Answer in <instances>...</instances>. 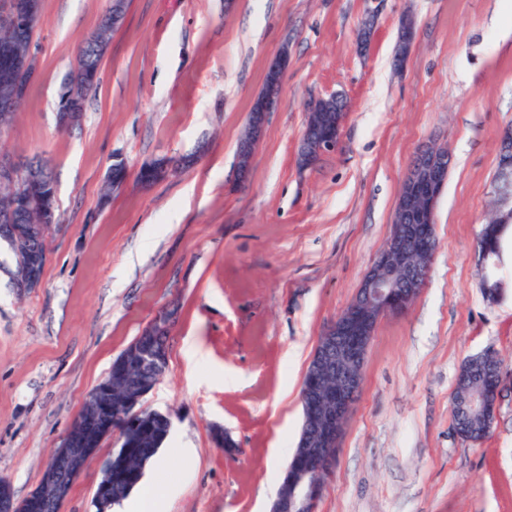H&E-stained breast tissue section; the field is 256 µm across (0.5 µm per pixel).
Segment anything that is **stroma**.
I'll return each mask as SVG.
<instances>
[{"mask_svg":"<svg viewBox=\"0 0 512 512\" xmlns=\"http://www.w3.org/2000/svg\"><path fill=\"white\" fill-rule=\"evenodd\" d=\"M110 6L43 0L37 69L0 135L15 161L51 162L62 212L35 290L13 287L0 249V476L15 500L37 488L115 358L174 306L167 368L143 401L170 434L144 477L165 512H269L318 339L433 143L450 159L438 249L412 307L377 324L316 512H512V234L498 302L483 295L477 249L512 128V0H129L81 123L61 129V82ZM407 15L414 45L399 64ZM283 52L280 99L242 180L238 143ZM333 95L348 104L339 143L300 165L307 104ZM184 156L193 164L140 183L143 165ZM118 161L127 180L106 202ZM482 351L501 359L502 382L494 426L473 444L454 430L452 399L461 362ZM115 446L103 441L62 512H96Z\"/></svg>","mask_w":512,"mask_h":512,"instance_id":"stroma-1","label":"stroma"}]
</instances>
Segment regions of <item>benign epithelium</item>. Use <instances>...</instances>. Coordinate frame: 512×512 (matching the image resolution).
<instances>
[{"instance_id": "benign-epithelium-1", "label": "benign epithelium", "mask_w": 512, "mask_h": 512, "mask_svg": "<svg viewBox=\"0 0 512 512\" xmlns=\"http://www.w3.org/2000/svg\"><path fill=\"white\" fill-rule=\"evenodd\" d=\"M40 3L41 0H0V31L11 33L17 41L33 42L32 23L40 14ZM413 29V19H405L397 47V56L401 60L411 51ZM287 67L288 54L284 52L267 69L266 79L271 86L282 89V75ZM35 70V56L31 51L0 47L1 133L13 124L25 97L22 80L33 77ZM90 79L91 74L78 65L62 84L64 107L57 113L60 126L68 128L80 121L83 112L81 87ZM333 103L332 97L315 98L308 103V112L325 113L323 120L335 131L333 137L313 146L318 155L334 150L340 138L344 113L329 114ZM269 111L271 107L264 103L248 115L238 151L242 178L249 172L254 149L264 133L265 120L260 114ZM448 166V153L434 145H426L416 153L399 191L387 245L365 273L352 301L322 333L309 362L312 382L306 388L304 398L319 399L326 404V409L319 420L306 424L300 442L301 447L318 457V463L306 471L285 468L270 512H315L325 488L323 480L336 469L335 448L339 447L361 390L362 369L376 325L384 315L408 311L428 278L437 251L436 203L448 178ZM5 185L14 192L12 211L23 213L37 201L44 215L42 224H0V241L22 243L29 255L37 250L39 239L53 234L58 228L55 224V192L45 186L30 165H18L0 152V186ZM495 190L501 205L500 214L512 217L511 131L505 132L500 139ZM498 255L499 251L488 248L478 253L479 265L487 272L484 279L491 278L488 271L498 266ZM175 318L173 309L160 311L146 327V333L156 337L170 333ZM146 395L147 391L133 387L120 404H114L110 379H102L90 390L86 402L108 411L110 421L100 427L89 416L77 419L49 459L40 486L22 502L14 501L9 480L0 476V512H61L74 482L97 454L99 445L93 438L102 441L116 434L118 441H123L144 410L142 402ZM103 471L95 492L99 503L111 498L112 460L105 462Z\"/></svg>"}]
</instances>
